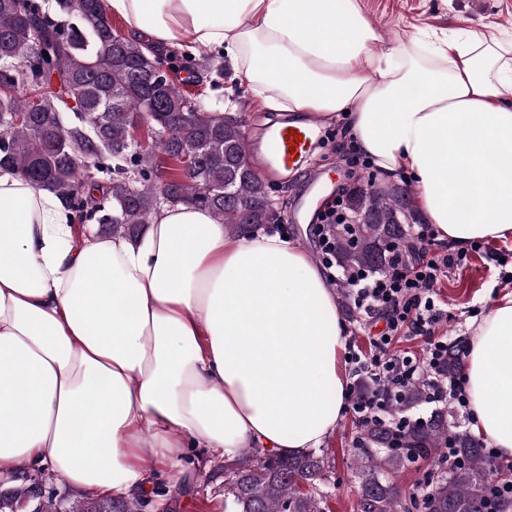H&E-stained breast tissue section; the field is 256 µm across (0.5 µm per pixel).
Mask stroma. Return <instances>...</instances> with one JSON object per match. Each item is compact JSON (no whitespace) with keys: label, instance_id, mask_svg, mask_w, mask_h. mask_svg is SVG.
I'll return each mask as SVG.
<instances>
[{"label":"stroma","instance_id":"35a3bbf8","mask_svg":"<svg viewBox=\"0 0 512 512\" xmlns=\"http://www.w3.org/2000/svg\"><path fill=\"white\" fill-rule=\"evenodd\" d=\"M364 13L390 41L405 39L416 30H472L479 33H512V0H360ZM223 61L207 47L191 57L173 59L169 79L187 95L205 93L213 100L224 98L226 83L217 70ZM321 135L328 143L314 154L313 166L332 187H340L336 152H351L344 122H325ZM512 291V281L501 279L500 271L483 256L472 255L462 270H449L438 284L441 299L448 304L452 320L443 324L441 335L449 343L470 341L471 309L488 311L497 294ZM356 417L344 413L335 433L324 444V454L333 469L335 484L327 488L325 512H356V482L352 440ZM179 470L181 480L172 486L167 512H224V460L207 448H188L173 466L155 465L160 478Z\"/></svg>","mask_w":512,"mask_h":512}]
</instances>
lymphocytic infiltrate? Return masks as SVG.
Listing matches in <instances>:
<instances>
[{
  "label": "lymphocytic infiltrate",
  "instance_id": "1",
  "mask_svg": "<svg viewBox=\"0 0 512 512\" xmlns=\"http://www.w3.org/2000/svg\"><path fill=\"white\" fill-rule=\"evenodd\" d=\"M411 238L430 248V255L416 262L399 260L389 272H358L348 278L350 307L356 312L361 329L377 326L369 338L368 352L348 355L350 378L370 379L384 385L385 393L372 394L359 401L355 394L346 397V409L360 417L386 418L391 397L403 393L415 382H423L433 407L452 406L463 417L471 411L465 394V378L442 377L439 366L448 353V341L440 336L441 324L448 322L446 303L438 298L437 283L448 270L467 267L471 254L483 253L492 263H499L502 251L477 242L466 251L434 252L437 234L433 225L411 224L406 228ZM420 336L425 340L422 357L395 353L398 336Z\"/></svg>",
  "mask_w": 512,
  "mask_h": 512
}]
</instances>
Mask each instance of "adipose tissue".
<instances>
[{
	"label": "adipose tissue",
	"mask_w": 512,
	"mask_h": 512,
	"mask_svg": "<svg viewBox=\"0 0 512 512\" xmlns=\"http://www.w3.org/2000/svg\"><path fill=\"white\" fill-rule=\"evenodd\" d=\"M156 50L208 47L266 112L345 118L410 174L439 240L512 239V42H387L358 0H106ZM476 429L512 456V292L471 323ZM347 338L310 254L263 226L162 205L142 235H75L63 203L0 170V481L13 463L132 498L187 448L321 447Z\"/></svg>",
	"instance_id": "ef3b65f1"
}]
</instances>
